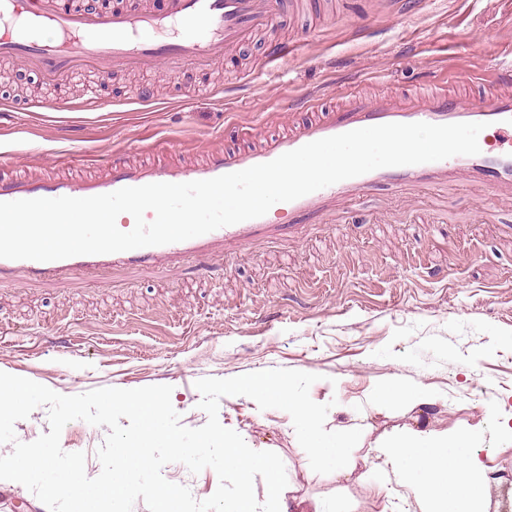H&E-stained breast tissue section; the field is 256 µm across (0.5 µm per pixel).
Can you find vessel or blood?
I'll return each instance as SVG.
<instances>
[{"mask_svg":"<svg viewBox=\"0 0 512 512\" xmlns=\"http://www.w3.org/2000/svg\"><path fill=\"white\" fill-rule=\"evenodd\" d=\"M275 21L274 0H164L156 11L142 8L139 0H124L123 5L93 12L65 6L63 0H0V55L23 59L49 81L68 75L81 64L94 66L108 79L126 68L223 60L227 49L269 29ZM42 29L52 30L54 40H42L38 35ZM303 108L314 114L308 124L231 154L205 152L198 163L189 166L155 161L132 165L115 155L101 169L81 175L50 171L32 178L15 169L11 157L1 155L0 167L9 168L10 173L0 178V202L82 198L151 183L211 179L270 162L322 138L381 124L416 122L485 123L497 148H484L472 156L376 169L283 203V210L317 217L336 200L360 198L375 186L434 185L459 174L497 189L512 186V89H490L480 106L466 108L455 94L427 81L412 96L367 99L353 94L344 104L324 112L311 95ZM288 231V225L273 223L264 215L160 246L48 262L0 258V277L22 270L53 281L70 274L95 276L113 267H158L178 257L203 258L219 248L229 253L259 238L287 236Z\"/></svg>","mask_w":512,"mask_h":512,"instance_id":"b4317fda","label":"vessel or blood"}]
</instances>
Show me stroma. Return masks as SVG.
<instances>
[{"mask_svg":"<svg viewBox=\"0 0 512 512\" xmlns=\"http://www.w3.org/2000/svg\"><path fill=\"white\" fill-rule=\"evenodd\" d=\"M297 50L262 73L266 45ZM512 43L507 0H297L281 5L267 36L242 42L207 67L132 68L100 84L48 82L14 59L0 103V153L41 175L69 151H148L171 165L207 150L232 152L249 128L260 137L307 121L311 93L333 107L352 91L372 98L416 91L426 79L482 101L512 87L499 52ZM99 108L81 111L87 94ZM290 225L277 242L153 270L111 269L52 285L24 272L0 280V372L63 395L169 385L182 424L207 421L196 381L268 369L317 375L313 401L325 427L361 430L351 474L314 472L288 413L222 397L219 421L249 447L280 456L288 512H423L416 481L388 462L386 443L411 430L474 433L485 465L484 512H512V189L461 175L412 190H369L319 218L276 211ZM395 387L398 399L379 391ZM428 394L422 405L413 391ZM108 429L68 423L61 447L101 471ZM196 500L219 485L213 469L164 466Z\"/></svg>","mask_w":512,"mask_h":512,"instance_id":"stroma-1","label":"stroma"}]
</instances>
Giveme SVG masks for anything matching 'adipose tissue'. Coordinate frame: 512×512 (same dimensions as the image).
Returning <instances> with one entry per match:
<instances>
[{"label":"adipose tissue","instance_id":"ef3b65f1","mask_svg":"<svg viewBox=\"0 0 512 512\" xmlns=\"http://www.w3.org/2000/svg\"><path fill=\"white\" fill-rule=\"evenodd\" d=\"M471 438L468 432L441 437L414 431L402 436L394 447L393 456L410 457L422 477L420 491L426 512H479L484 497L482 464L463 453Z\"/></svg>","mask_w":512,"mask_h":512}]
</instances>
